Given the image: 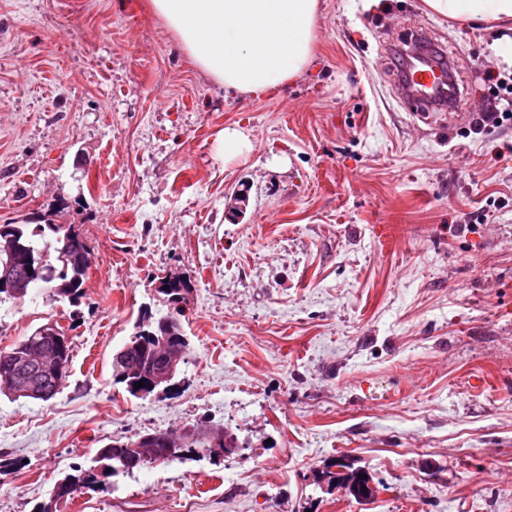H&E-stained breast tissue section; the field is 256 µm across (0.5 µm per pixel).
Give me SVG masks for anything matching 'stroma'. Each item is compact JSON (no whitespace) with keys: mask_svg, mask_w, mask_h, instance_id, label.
Listing matches in <instances>:
<instances>
[{"mask_svg":"<svg viewBox=\"0 0 512 512\" xmlns=\"http://www.w3.org/2000/svg\"><path fill=\"white\" fill-rule=\"evenodd\" d=\"M420 29L453 110L400 102L394 53ZM506 36L423 0H319L307 69L254 95L150 0H0V224L75 225L92 258L78 301L0 303V348L48 322L72 348L53 399L0 396V512L111 441L197 424L240 451L105 477L57 512H512V124L474 132L472 105L512 70ZM227 128L249 141L233 159ZM166 275L189 285L187 360L135 398L112 359L169 311ZM343 456L374 500L322 480Z\"/></svg>","mask_w":512,"mask_h":512,"instance_id":"obj_1","label":"stroma"}]
</instances>
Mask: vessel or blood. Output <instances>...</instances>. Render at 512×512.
Wrapping results in <instances>:
<instances>
[{"label":"vessel or blood","instance_id":"1","mask_svg":"<svg viewBox=\"0 0 512 512\" xmlns=\"http://www.w3.org/2000/svg\"><path fill=\"white\" fill-rule=\"evenodd\" d=\"M457 89L449 66L431 50L407 61L402 75L401 101L412 112H430L452 107Z\"/></svg>","mask_w":512,"mask_h":512}]
</instances>
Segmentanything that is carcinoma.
<instances>
[{
	"mask_svg": "<svg viewBox=\"0 0 512 512\" xmlns=\"http://www.w3.org/2000/svg\"><path fill=\"white\" fill-rule=\"evenodd\" d=\"M16 240L28 246L42 260L41 277L29 281L25 286L26 291L43 288L52 301L65 298L71 301L81 297L86 274L91 266V253L75 225L37 223L32 228L27 224L9 225L7 232H0V270L8 261L11 245ZM52 255L56 260L54 264L49 260ZM185 290L186 281L176 279L165 281L164 287L158 289V292L167 296L170 303L177 304L183 299ZM154 335H162L157 322L151 321L146 326H138V330L128 342L135 353V360L130 363L112 360L114 381L125 385L126 391L135 398L141 397L139 390L135 389V383L140 381L146 367L157 363L156 342L152 339ZM34 347L56 348L51 337L45 334L42 325L23 339L4 349L0 348V379L10 373L16 358ZM137 441L136 437L124 441L116 440L112 442V454H101L88 467L73 468V472L67 474V478L71 479L69 491H74L78 486L90 487L96 484L100 473L131 474L146 468L145 463L135 466L123 463V459L133 452L132 445ZM328 477L329 483L345 489L352 496L356 489L367 487L369 474L361 469L352 468L346 475L330 472Z\"/></svg>",
	"mask_w": 512,
	"mask_h": 512,
	"instance_id": "1",
	"label": "carcinoma"
}]
</instances>
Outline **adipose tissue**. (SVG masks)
<instances>
[{"mask_svg": "<svg viewBox=\"0 0 512 512\" xmlns=\"http://www.w3.org/2000/svg\"><path fill=\"white\" fill-rule=\"evenodd\" d=\"M450 18H512V0H426ZM318 0H151L153 12L208 75L259 94L300 75L314 52Z\"/></svg>", "mask_w": 512, "mask_h": 512, "instance_id": "ef3b65f1", "label": "adipose tissue"}]
</instances>
